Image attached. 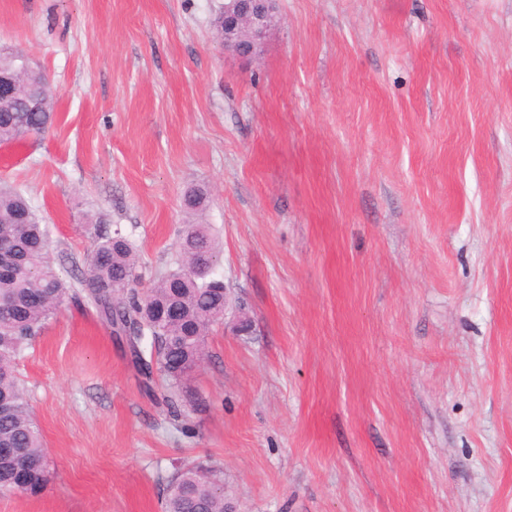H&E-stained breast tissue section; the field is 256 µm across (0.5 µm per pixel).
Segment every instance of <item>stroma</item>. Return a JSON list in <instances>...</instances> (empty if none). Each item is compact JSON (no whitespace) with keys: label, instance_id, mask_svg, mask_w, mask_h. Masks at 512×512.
<instances>
[{"label":"stroma","instance_id":"obj_1","mask_svg":"<svg viewBox=\"0 0 512 512\" xmlns=\"http://www.w3.org/2000/svg\"><path fill=\"white\" fill-rule=\"evenodd\" d=\"M224 0H0L57 94L0 143L73 280L121 228L138 290L200 215L248 333H209L188 430L68 301L18 364L47 448L0 512H162L179 468L237 512H512V0H278L254 58Z\"/></svg>","mask_w":512,"mask_h":512}]
</instances>
